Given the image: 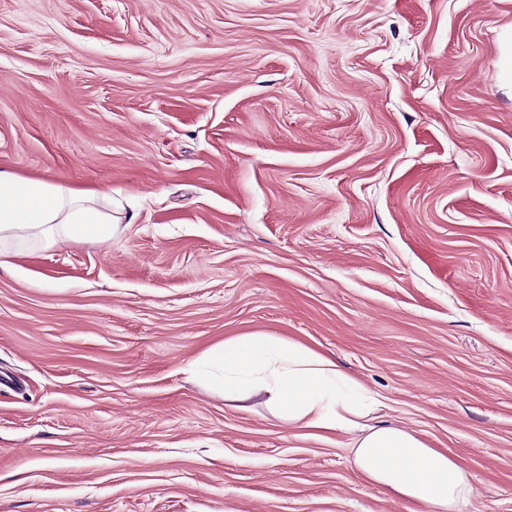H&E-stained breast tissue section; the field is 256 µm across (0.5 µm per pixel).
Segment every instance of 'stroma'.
<instances>
[{"mask_svg": "<svg viewBox=\"0 0 512 512\" xmlns=\"http://www.w3.org/2000/svg\"><path fill=\"white\" fill-rule=\"evenodd\" d=\"M512 0H0V512H421L189 367L297 339L512 512ZM96 200L93 190L0 170V255L15 243L109 238L116 225Z\"/></svg>", "mask_w": 512, "mask_h": 512, "instance_id": "obj_1", "label": "stroma"}]
</instances>
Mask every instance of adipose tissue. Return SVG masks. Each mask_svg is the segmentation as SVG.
<instances>
[{
  "mask_svg": "<svg viewBox=\"0 0 512 512\" xmlns=\"http://www.w3.org/2000/svg\"><path fill=\"white\" fill-rule=\"evenodd\" d=\"M96 200L92 190L0 170V248L109 238L112 216ZM201 360L214 369L225 400L242 402L261 393L267 405L314 437L352 433L356 470L397 499L424 504L427 512H463L468 505L471 484L462 463L412 430L368 424L377 400L331 357L297 340L252 333L224 340Z\"/></svg>",
  "mask_w": 512,
  "mask_h": 512,
  "instance_id": "1",
  "label": "adipose tissue"
}]
</instances>
